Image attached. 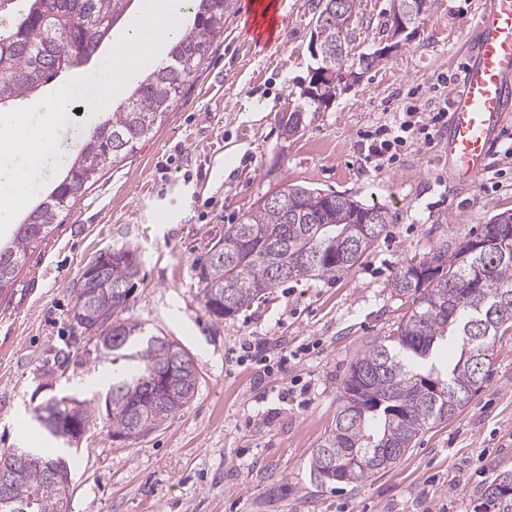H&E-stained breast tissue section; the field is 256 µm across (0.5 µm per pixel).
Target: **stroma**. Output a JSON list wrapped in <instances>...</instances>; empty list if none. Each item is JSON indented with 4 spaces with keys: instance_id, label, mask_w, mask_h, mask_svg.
Listing matches in <instances>:
<instances>
[{
    "instance_id": "1",
    "label": "stroma",
    "mask_w": 512,
    "mask_h": 512,
    "mask_svg": "<svg viewBox=\"0 0 512 512\" xmlns=\"http://www.w3.org/2000/svg\"><path fill=\"white\" fill-rule=\"evenodd\" d=\"M253 0H235L224 34L168 117L109 170L31 255L0 302V450L22 447L33 409L53 394L97 401L111 368L96 344L74 343L72 285L101 253L140 255L124 316L192 355L194 399L147 437L91 428L70 458L71 512H472L482 488L512 472V329L496 338L480 390L425 432L394 467L357 485L317 487L313 448L341 404L342 380L369 342L412 308L394 273L437 243L472 238L512 209V116L481 175L448 180L444 133L408 141L393 160H364V136L415 113L449 111L490 0H434L389 57L338 92L292 137L282 112L301 104L314 60L318 0H277L276 39L257 46ZM351 63L385 46L388 0H359ZM286 185L348 192L394 217L352 270L291 280L227 320L206 311L195 269L261 197ZM252 342L244 352V342ZM68 371L50 378L59 349Z\"/></svg>"
}]
</instances>
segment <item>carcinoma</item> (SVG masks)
<instances>
[{
  "instance_id": "1",
  "label": "carcinoma",
  "mask_w": 512,
  "mask_h": 512,
  "mask_svg": "<svg viewBox=\"0 0 512 512\" xmlns=\"http://www.w3.org/2000/svg\"><path fill=\"white\" fill-rule=\"evenodd\" d=\"M130 0H0V13L18 11V21L0 31V106L37 91L59 73L83 63L110 34ZM234 0H193V22L173 44L165 64L142 76L122 109L100 125L66 161V175L49 195L16 225L12 238L0 242V300L14 286L29 256L68 217L83 193L105 173L133 155L142 141L172 110L183 86L224 35V16ZM356 0H322L316 36L321 65L336 70L347 56H336V43L349 47L350 22ZM336 98V83L324 79L306 95V105L281 124L292 137L305 124L308 112L327 108ZM279 201L262 197L239 223L209 249L197 278L204 306L217 320L248 308L268 290L288 280L335 275L357 266L366 252L393 223L389 210L366 205L349 193L301 185L273 192ZM364 208L373 215L372 235L363 239L359 225L347 223L350 210ZM470 241L443 240L422 257L410 260L394 274L390 288L413 308L394 329L358 353L342 382V405L336 420L311 455V472L320 485L358 484L380 473L373 466L381 455L394 466L419 437L453 417L477 393L486 378L485 367L499 332L512 328V251L493 248L463 258ZM137 251H112L103 278L95 281L81 272L83 287L73 288L70 320L88 330L100 328L105 311L116 315L112 337L98 351L124 360L130 367L112 378L103 402L92 404L67 396H52L34 408V419L53 440H62L60 425L85 430L105 414L112 438L138 440L174 418L193 399L198 373L190 353L166 336H153L137 323L117 317L130 299L126 285L138 276ZM478 280L499 298L491 313L483 296L471 287ZM331 455L359 462L334 477L321 467ZM24 469L25 483L34 490L30 506L4 498L13 485L0 482V512H69L71 468L58 450L9 448L0 452V473ZM509 481L503 473L486 485L473 512H512V494L496 492Z\"/></svg>"
}]
</instances>
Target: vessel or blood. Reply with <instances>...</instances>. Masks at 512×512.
Here are the masks:
<instances>
[{
	"mask_svg": "<svg viewBox=\"0 0 512 512\" xmlns=\"http://www.w3.org/2000/svg\"><path fill=\"white\" fill-rule=\"evenodd\" d=\"M512 113V0H491L477 52L451 96L445 151L453 181L482 173L488 151Z\"/></svg>",
	"mask_w": 512,
	"mask_h": 512,
	"instance_id": "vessel-or-blood-1",
	"label": "vessel or blood"
}]
</instances>
